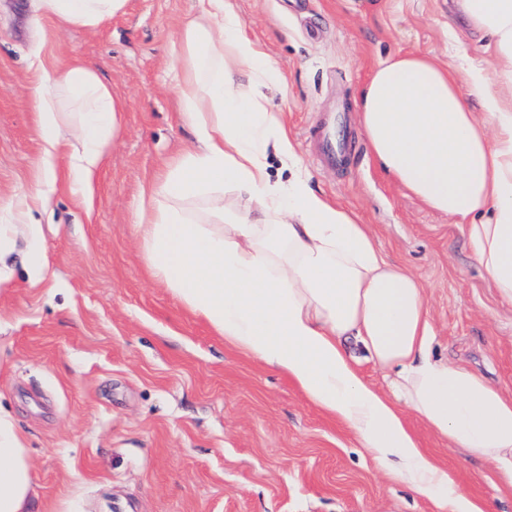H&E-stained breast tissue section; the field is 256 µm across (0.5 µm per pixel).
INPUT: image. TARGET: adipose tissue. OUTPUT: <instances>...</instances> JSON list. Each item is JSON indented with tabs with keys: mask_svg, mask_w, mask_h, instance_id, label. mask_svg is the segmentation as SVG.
<instances>
[{
	"mask_svg": "<svg viewBox=\"0 0 512 512\" xmlns=\"http://www.w3.org/2000/svg\"><path fill=\"white\" fill-rule=\"evenodd\" d=\"M127 0H34L37 20L94 29ZM481 46L449 37L451 63L419 52L380 60L357 101L379 167L429 208L465 225L474 257L512 302V0H455ZM195 149L141 195L150 265L226 343L288 375L345 423L376 462L440 512H485L419 447L407 406L451 447L491 462L512 490V398L465 368L429 356L424 289L388 262L366 225L312 186L280 113L262 89L281 73L245 32L236 0H200L172 57ZM43 185L71 149L85 193L119 126L122 105L90 66L35 56ZM246 75L247 84L236 81ZM288 166L272 181L269 152ZM243 204L224 203L225 190ZM200 203L201 216L188 209ZM389 373L366 384L360 360ZM27 452L0 427V512H27Z\"/></svg>",
	"mask_w": 512,
	"mask_h": 512,
	"instance_id": "ef3b65f1",
	"label": "adipose tissue"
}]
</instances>
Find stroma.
<instances>
[{
  "mask_svg": "<svg viewBox=\"0 0 512 512\" xmlns=\"http://www.w3.org/2000/svg\"><path fill=\"white\" fill-rule=\"evenodd\" d=\"M197 8L127 0L86 30L34 23L32 0H0L1 212L39 177L34 53L82 60L123 104L85 194L71 191L60 150L48 202L33 204L26 223H0V416L31 463L28 512H436L379 469L347 425L226 344L150 272L135 226L143 188L194 146L167 64ZM237 10L285 77L266 95L314 186L423 283L433 357L512 397V306L474 259L464 225L375 164L356 112L380 59L444 56L459 26L450 0H237ZM333 112L347 114L353 143L340 170L319 164L310 133ZM402 414L460 492L486 512H512V491L489 462Z\"/></svg>",
  "mask_w": 512,
  "mask_h": 512,
  "instance_id": "stroma-1",
  "label": "stroma"
}]
</instances>
